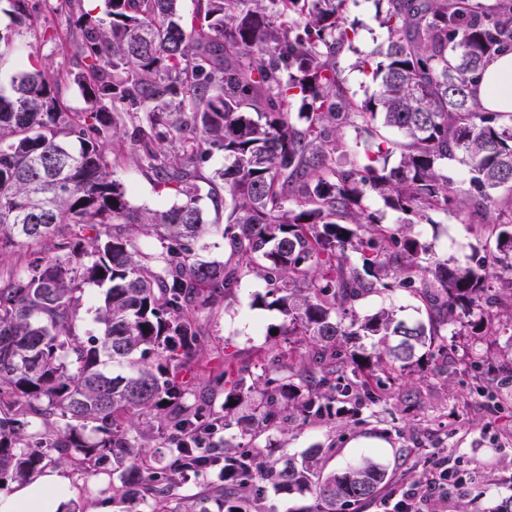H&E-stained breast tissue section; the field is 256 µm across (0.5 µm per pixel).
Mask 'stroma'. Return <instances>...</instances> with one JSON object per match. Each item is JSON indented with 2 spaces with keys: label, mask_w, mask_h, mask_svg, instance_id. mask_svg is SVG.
Returning a JSON list of instances; mask_svg holds the SVG:
<instances>
[{
  "label": "stroma",
  "mask_w": 512,
  "mask_h": 512,
  "mask_svg": "<svg viewBox=\"0 0 512 512\" xmlns=\"http://www.w3.org/2000/svg\"><path fill=\"white\" fill-rule=\"evenodd\" d=\"M375 14L373 0H349L347 15L357 23L358 36L352 49L344 51L341 67L348 91L359 99L370 89L371 79L356 63L382 36ZM63 51L58 43L18 38L14 52L0 59V91L9 92L12 77L29 54L54 67L61 62ZM116 154L115 177L133 207L164 210L174 203V195L156 186L140 167L130 142H123ZM414 232L434 256L461 265L468 264L473 252L485 244L482 226L469 223L462 215L437 216L435 223L417 225ZM265 292L263 279L247 277L233 299L200 314L203 334L189 364L195 396H208L209 378L223 372L225 363L255 372L265 358L282 355L285 344L275 330L283 316L257 303V296ZM390 306L407 321L427 318L423 303L404 288L369 296L356 310L363 317ZM506 340L501 324L484 336L448 337L443 352L424 367L406 375L376 371L370 383L374 402L348 404L346 412L332 421L296 422L287 431H271L267 444L295 457L311 448L332 449L328 465L336 469L365 458L387 466L391 480L379 498L342 505L341 512H380L382 498L418 481L439 458L467 476L449 492L448 512H487L502 498L512 496V348ZM466 347L482 357L480 372L461 364ZM436 367L442 369V376H432ZM62 469L71 484L68 507L75 512H99L107 504L112 512H122L121 505L112 501L111 463L99 464L94 476L67 463Z\"/></svg>",
  "instance_id": "obj_1"
}]
</instances>
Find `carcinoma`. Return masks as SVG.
I'll use <instances>...</instances> for the list:
<instances>
[{
    "label": "carcinoma",
    "mask_w": 512,
    "mask_h": 512,
    "mask_svg": "<svg viewBox=\"0 0 512 512\" xmlns=\"http://www.w3.org/2000/svg\"><path fill=\"white\" fill-rule=\"evenodd\" d=\"M178 2L108 0L95 19L81 0H51L69 66L30 59L0 93V260L27 257L0 278V477L26 481L51 457L85 471L109 458L112 501H134L135 512H182L190 481L202 487L192 512H271L269 487L310 492L307 512H337L377 496L388 469L365 461L327 472L323 448L270 464L260 439L296 420L334 419L352 396L373 399L371 362L409 370L464 318L474 335L503 317L512 325V301L498 299L512 288V114L475 95L488 64L512 52V0H375L384 36L357 64L373 85L362 100L339 66L358 35L347 0H197L189 22ZM10 3L0 58L22 29L60 39L37 22L35 0ZM71 82L96 111L69 109ZM348 128L369 137L360 165L339 162ZM123 134L174 193L168 209L130 206L108 158ZM215 151L224 167L205 176ZM453 162L468 169L469 189L448 177ZM372 193L401 226L369 211ZM204 197L224 223L205 220ZM439 213L486 225L496 250L466 266L428 256L407 226ZM142 234L157 249L143 250ZM214 235L228 251L222 262L199 257ZM250 275L283 314L279 333L301 350L299 368L273 357L258 375L226 370L209 382L224 392L216 409L191 399L185 376L198 316ZM89 284L107 290L100 332L85 339ZM396 288L415 291L427 321L393 308L357 316L362 299ZM377 335L393 342L373 359L350 354L351 377L336 382L344 344ZM106 358L130 372L112 374ZM255 392L234 445L224 433ZM145 439L166 452L141 455Z\"/></svg>",
    "instance_id": "cac0c4a2"
}]
</instances>
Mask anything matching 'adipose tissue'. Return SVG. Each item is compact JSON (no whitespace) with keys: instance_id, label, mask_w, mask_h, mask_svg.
Returning a JSON list of instances; mask_svg holds the SVG:
<instances>
[{"instance_id":"ef3b65f1","label":"adipose tissue","mask_w":512,"mask_h":512,"mask_svg":"<svg viewBox=\"0 0 512 512\" xmlns=\"http://www.w3.org/2000/svg\"><path fill=\"white\" fill-rule=\"evenodd\" d=\"M476 95L484 108L512 113V53L488 65ZM70 493L67 477L48 469L11 493L0 494V512H59Z\"/></svg>"}]
</instances>
